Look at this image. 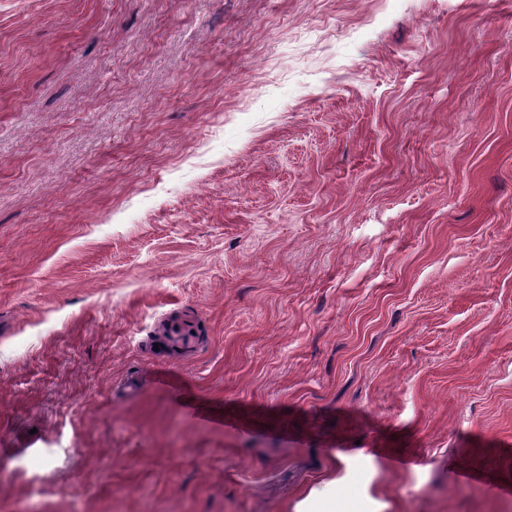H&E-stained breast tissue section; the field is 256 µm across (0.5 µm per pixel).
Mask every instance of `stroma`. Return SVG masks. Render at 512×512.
I'll return each mask as SVG.
<instances>
[{
  "mask_svg": "<svg viewBox=\"0 0 512 512\" xmlns=\"http://www.w3.org/2000/svg\"><path fill=\"white\" fill-rule=\"evenodd\" d=\"M375 2L0 0V512H512V0ZM339 483H341L340 478L312 489L297 512H384L386 504L368 495H365L361 507H354L347 502L336 501L333 489Z\"/></svg>",
  "mask_w": 512,
  "mask_h": 512,
  "instance_id": "stroma-1",
  "label": "stroma"
}]
</instances>
